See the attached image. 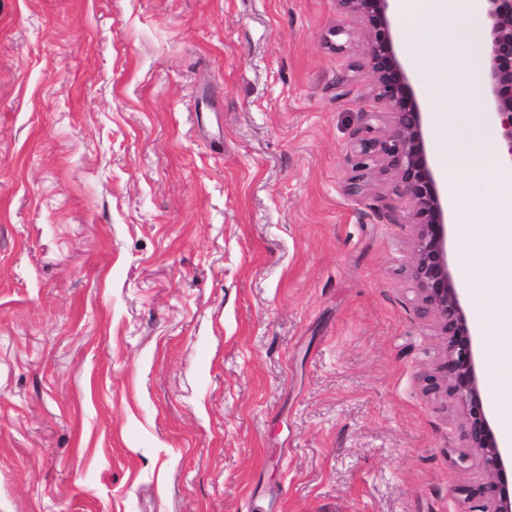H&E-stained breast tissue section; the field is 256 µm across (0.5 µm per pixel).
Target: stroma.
<instances>
[{"instance_id": "1", "label": "stroma", "mask_w": 512, "mask_h": 512, "mask_svg": "<svg viewBox=\"0 0 512 512\" xmlns=\"http://www.w3.org/2000/svg\"><path fill=\"white\" fill-rule=\"evenodd\" d=\"M338 0H0V512H468L467 408Z\"/></svg>"}]
</instances>
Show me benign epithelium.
I'll list each match as a JSON object with an SVG mask.
<instances>
[{"instance_id":"1","label":"benign epithelium","mask_w":512,"mask_h":512,"mask_svg":"<svg viewBox=\"0 0 512 512\" xmlns=\"http://www.w3.org/2000/svg\"><path fill=\"white\" fill-rule=\"evenodd\" d=\"M346 12L369 23L371 71L376 99L388 107L390 134L381 143L365 139L352 166L349 191L365 190V171L380 162L394 171L408 197L419 227L413 277L424 308L435 314L448 336L446 360L431 390L449 388L467 406L465 438L480 451V465L488 477L482 490L461 484L454 493L471 503L469 512H512L505 459L480 398L478 378L466 315L447 260V213L428 162L423 136L424 115L413 86L398 59L389 18L392 0H338ZM490 26L487 109L503 130L506 152L512 157V0H484Z\"/></svg>"}]
</instances>
